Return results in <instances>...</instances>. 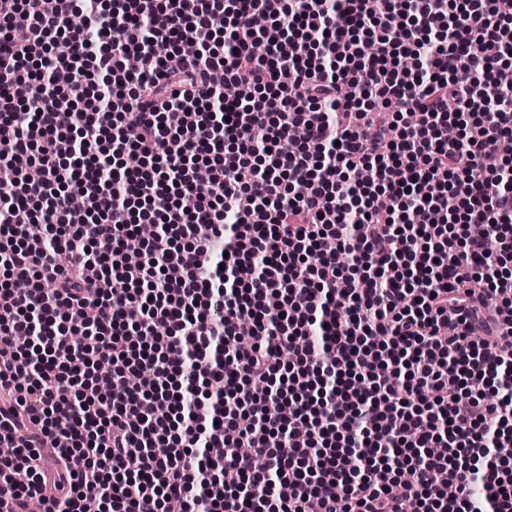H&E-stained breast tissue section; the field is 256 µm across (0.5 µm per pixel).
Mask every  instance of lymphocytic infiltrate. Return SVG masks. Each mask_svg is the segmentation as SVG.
Returning a JSON list of instances; mask_svg holds the SVG:
<instances>
[{
  "mask_svg": "<svg viewBox=\"0 0 512 512\" xmlns=\"http://www.w3.org/2000/svg\"><path fill=\"white\" fill-rule=\"evenodd\" d=\"M0 142L13 512H512V0H0Z\"/></svg>",
  "mask_w": 512,
  "mask_h": 512,
  "instance_id": "lymphocytic-infiltrate-1",
  "label": "lymphocytic infiltrate"
}]
</instances>
